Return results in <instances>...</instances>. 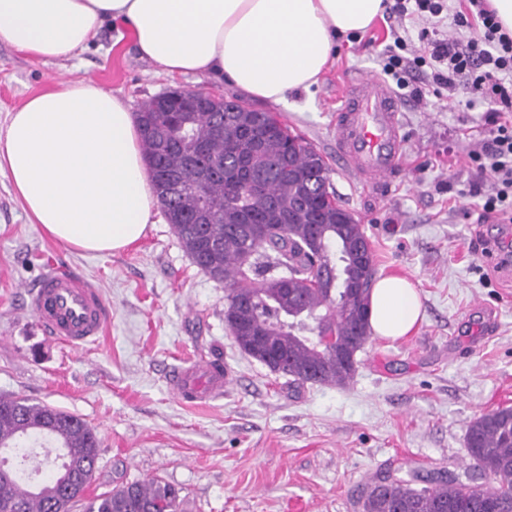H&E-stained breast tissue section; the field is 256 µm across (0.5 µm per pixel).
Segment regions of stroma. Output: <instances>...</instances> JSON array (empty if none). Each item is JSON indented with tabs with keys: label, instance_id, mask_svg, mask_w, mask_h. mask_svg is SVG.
Wrapping results in <instances>:
<instances>
[{
	"label": "stroma",
	"instance_id": "35a3bbf8",
	"mask_svg": "<svg viewBox=\"0 0 512 512\" xmlns=\"http://www.w3.org/2000/svg\"><path fill=\"white\" fill-rule=\"evenodd\" d=\"M386 18L339 40L318 84L274 113L328 162L342 204L364 224L378 275L418 286L424 318L408 337H371L349 386L297 385L236 347L224 324L222 283L199 270L164 215L121 251L68 248L30 223L0 176V394L73 413L102 441L88 496L160 477L184 512H362V488L392 471L439 468L467 479L469 424L512 406V223L485 215L493 187L470 154L490 139L481 106L465 96L401 102L402 171L376 189L336 167L334 125L350 78L381 75ZM91 81L131 110L171 88L238 97L205 75L171 76L142 57L133 36L104 26L78 56L43 62L0 45V127L33 94ZM88 276L112 305L97 342L72 350L44 334L24 301L48 262ZM223 359L222 398L187 405L168 386L187 359Z\"/></svg>",
	"mask_w": 512,
	"mask_h": 512
}]
</instances>
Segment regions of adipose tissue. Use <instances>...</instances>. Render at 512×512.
<instances>
[{"instance_id": "obj_1", "label": "adipose tissue", "mask_w": 512, "mask_h": 512, "mask_svg": "<svg viewBox=\"0 0 512 512\" xmlns=\"http://www.w3.org/2000/svg\"><path fill=\"white\" fill-rule=\"evenodd\" d=\"M382 2L0 0V43L56 60L87 49L103 24H119L165 73L207 75L278 104L316 84L337 39L366 33ZM0 173L32 223L80 251L132 245L158 207L127 103L90 81L58 84L10 113L0 128ZM421 319L411 280L377 278L369 307L375 336L404 338Z\"/></svg>"}]
</instances>
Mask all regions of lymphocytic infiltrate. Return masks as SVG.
Segmentation results:
<instances>
[{"instance_id":"lymphocytic-infiltrate-1","label":"lymphocytic infiltrate","mask_w":512,"mask_h":512,"mask_svg":"<svg viewBox=\"0 0 512 512\" xmlns=\"http://www.w3.org/2000/svg\"><path fill=\"white\" fill-rule=\"evenodd\" d=\"M393 20V41L380 56L383 71L412 100L430 92L467 91L492 117L491 140L471 159L490 173L494 189L482 209L512 223V35L499 22L488 0H394L385 9ZM418 28L408 37V25Z\"/></svg>"}]
</instances>
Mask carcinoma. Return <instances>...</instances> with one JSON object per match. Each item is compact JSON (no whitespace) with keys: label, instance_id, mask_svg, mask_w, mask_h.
<instances>
[{"label":"carcinoma","instance_id":"obj_1","mask_svg":"<svg viewBox=\"0 0 512 512\" xmlns=\"http://www.w3.org/2000/svg\"><path fill=\"white\" fill-rule=\"evenodd\" d=\"M135 119L167 222L193 263L224 284V323L238 349L298 384H349L371 338L376 268L371 250L359 255L368 244L364 225L337 202L323 156L271 113L201 91L162 92ZM246 224L268 229L250 236ZM336 262L363 288L324 280ZM256 335L282 353L284 366L252 352ZM33 435L56 442L65 460L83 467V479L69 485L56 473L29 489L0 456V512H71L78 503L84 512H180L178 490L156 478L86 497L90 465L99 460L97 430L69 412L0 396V453L28 456ZM465 457L492 487L439 471L387 474L363 490L362 512H512L511 406L470 423Z\"/></svg>","mask_w":512,"mask_h":512}]
</instances>
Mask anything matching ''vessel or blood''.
Wrapping results in <instances>:
<instances>
[{
    "label": "vessel or blood",
    "instance_id": "1",
    "mask_svg": "<svg viewBox=\"0 0 512 512\" xmlns=\"http://www.w3.org/2000/svg\"><path fill=\"white\" fill-rule=\"evenodd\" d=\"M401 103L381 79L361 75L347 82L336 117L338 166L354 179L383 186L401 170L404 138ZM29 306L50 336L73 348L96 342L112 320V306L82 274L49 264L29 292ZM230 374L222 360L185 362L169 378L173 395L187 404L223 397Z\"/></svg>",
    "mask_w": 512,
    "mask_h": 512
}]
</instances>
